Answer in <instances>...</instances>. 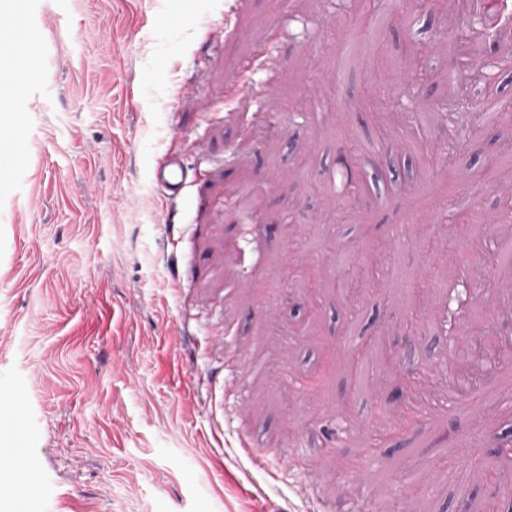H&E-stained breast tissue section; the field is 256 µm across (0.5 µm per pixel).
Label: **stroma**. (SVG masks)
<instances>
[{"mask_svg": "<svg viewBox=\"0 0 512 512\" xmlns=\"http://www.w3.org/2000/svg\"><path fill=\"white\" fill-rule=\"evenodd\" d=\"M34 52L26 112L0 148V449L35 467L13 512H354L371 495L396 512L414 477L419 512L460 508L454 489L512 512V459L494 482L466 476L512 443V369L480 377L485 402L449 403V348L469 326L410 298L375 264L412 277L436 265L458 206L489 220L504 205L472 156L496 158L512 131L449 103L437 76L367 87L412 40L453 36L422 0L381 21L369 0H19ZM436 106L432 155L402 173L412 113ZM367 147L356 206L327 218L337 161ZM196 179L167 202L153 181L166 150ZM479 333L512 336V278L485 256ZM371 345L365 389L344 361ZM436 408L382 447L412 400ZM299 444L298 455L283 451Z\"/></svg>", "mask_w": 512, "mask_h": 512, "instance_id": "35a3bbf8", "label": "stroma"}]
</instances>
